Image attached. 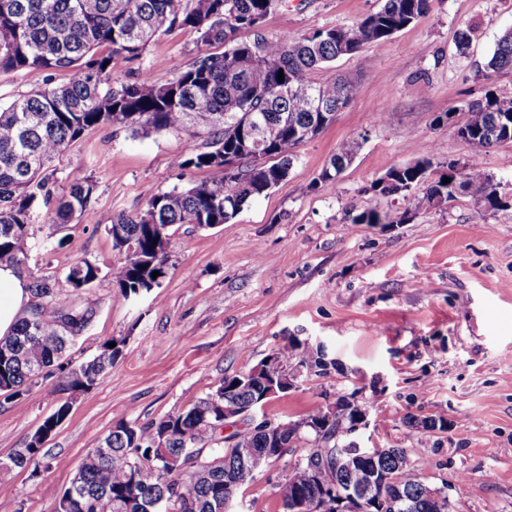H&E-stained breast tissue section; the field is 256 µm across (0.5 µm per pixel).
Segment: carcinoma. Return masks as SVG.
<instances>
[{"mask_svg": "<svg viewBox=\"0 0 512 512\" xmlns=\"http://www.w3.org/2000/svg\"><path fill=\"white\" fill-rule=\"evenodd\" d=\"M282 0H0V74L17 69L68 72L65 82L44 86L0 105V263L28 274L33 301L14 332L0 339L11 356L0 359V392L4 401L24 395L34 385L31 375L42 370L72 390H87L117 360L121 347L103 346L99 365H77L67 359L71 337L93 319L92 303L76 306L56 292L52 279L28 266L27 238L32 212L53 206L50 220L67 224L88 217L96 200V182L70 174L68 193L52 200L54 163L85 131L95 127H125L136 134L194 129L207 135L205 150L175 157L180 170L218 169L217 180L194 182L166 192H150L142 209L122 214L107 228L114 247L125 249L124 261L112 268L113 283L126 299L137 291L161 286L168 275L162 237L175 224L211 228L233 220L251 200L266 195L288 177L294 149L318 136L330 122H321L315 102L337 112L358 93L356 81L336 76L332 63L383 41L417 21L429 10V0H384L377 11L354 25L319 28L298 37L270 38L260 24ZM190 29L208 50L173 79L117 82L113 61L139 60L152 41L174 29ZM249 33L241 39L238 34ZM492 71L512 69V30L506 31L486 63ZM284 81H279V73ZM249 112L262 118L260 149L242 143L240 129ZM463 122L457 136L472 148L464 162H448V178L427 183L432 167L421 158L389 169L387 182L371 188L383 196L408 195L423 189L417 205L437 206L465 194L489 210L503 205L498 184L482 166L479 152L512 141V95L499 89L484 99L460 106ZM358 143H344L322 168L314 183L332 181L352 161ZM237 168L224 170V157ZM158 271L160 275L152 277ZM99 268L83 259L67 270L72 291L90 287ZM285 364H319V350L288 341L276 353ZM283 374L263 368L258 377L226 376L189 409L171 412L144 426L123 420L95 448L87 451L70 485L55 493L54 512H215L224 494L234 495L255 477L252 468L235 471L224 488V416L219 406L230 399L241 406L266 400V393L285 389ZM407 424L424 431L442 430V417L407 416ZM267 423L250 421L231 437L252 448L267 447ZM275 431L285 440H299V422L276 420ZM170 431L166 448H154L155 434ZM197 452L188 466L187 449ZM42 447L31 442L8 457L0 472L39 466ZM168 456L156 471L135 474L129 462ZM379 467L393 473L415 504L413 512H429L422 495L427 484L404 448H390L378 458ZM371 470L361 467L339 477L340 484L368 485ZM301 495L306 512H316L317 488L307 470L294 463L277 484L283 505Z\"/></svg>", "mask_w": 512, "mask_h": 512, "instance_id": "1", "label": "carcinoma"}]
</instances>
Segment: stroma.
Returning a JSON list of instances; mask_svg holds the SVG:
<instances>
[{"mask_svg":"<svg viewBox=\"0 0 512 512\" xmlns=\"http://www.w3.org/2000/svg\"><path fill=\"white\" fill-rule=\"evenodd\" d=\"M383 0H286L264 22L268 36H299L351 25ZM470 29L466 52L457 49ZM512 0H430L428 13L391 38L334 63L358 79L357 98L335 122L300 144L285 181L246 204L226 224L169 230V273L161 287L125 300L110 271L123 262L106 229L144 205L143 194L220 178L215 169L179 170L176 155L203 149L206 135H135L91 129L62 156L55 192L78 172L97 185L94 214L61 226L36 209L29 224L28 265L70 288L69 266L86 259L99 277L75 304L96 314L72 356L83 362L112 340L121 355L85 391L58 378L38 381L0 406V459L25 448L62 403L70 412L44 445L42 467L0 476V512H53V491L68 487L89 448L118 420L144 425L183 410L224 377L247 371L296 339L324 346L329 373L265 403L262 415L298 420L340 398L356 400L368 424L354 440L364 448H403L425 483L449 484L452 512H512V142L482 150L484 169L500 182L505 207L490 211L466 195L440 207L413 197L382 196L370 186L392 167L421 157L431 175L472 150L447 114L488 91L512 87V70L485 64L505 30ZM203 49L197 35H161L142 58H115L114 79H170ZM66 71L0 75V103L64 82ZM347 141L359 149L343 174L317 183ZM407 214L397 224H354L348 213ZM443 417L444 432L409 427L407 416ZM313 444L304 436L278 462L241 487L234 512H283L276 486L288 465Z\"/></svg>","mask_w":512,"mask_h":512,"instance_id":"1","label":"stroma"}]
</instances>
